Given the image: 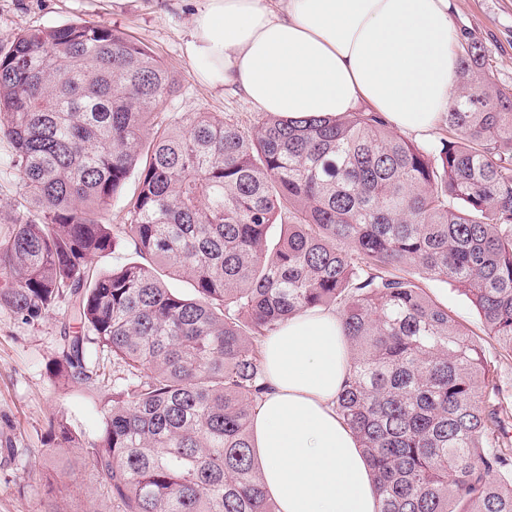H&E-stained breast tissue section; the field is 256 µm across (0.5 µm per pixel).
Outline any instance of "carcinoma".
<instances>
[{"instance_id": "cac0c4a2", "label": "carcinoma", "mask_w": 512, "mask_h": 512, "mask_svg": "<svg viewBox=\"0 0 512 512\" xmlns=\"http://www.w3.org/2000/svg\"><path fill=\"white\" fill-rule=\"evenodd\" d=\"M459 48L448 139L429 147L370 110L159 122L167 68L88 21L0 53V137L39 211L0 235V309L79 323L53 374L112 394L96 437L62 417L48 434L81 450L115 512H276L252 458L261 345L313 309L343 320L336 412L380 512H512L504 390L422 286L461 290L512 358V89L487 77L480 44ZM131 179L126 223L111 226ZM125 238L137 260L91 267Z\"/></svg>"}]
</instances>
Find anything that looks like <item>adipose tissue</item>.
Listing matches in <instances>:
<instances>
[{"mask_svg":"<svg viewBox=\"0 0 512 512\" xmlns=\"http://www.w3.org/2000/svg\"><path fill=\"white\" fill-rule=\"evenodd\" d=\"M448 0H205L187 55L204 82L288 119L367 103L395 129L436 127L456 88ZM271 386L253 457L279 512H379L371 467L334 409L351 355L333 310L293 316L262 343Z\"/></svg>","mask_w":512,"mask_h":512,"instance_id":"1","label":"adipose tissue"}]
</instances>
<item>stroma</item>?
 I'll use <instances>...</instances> for the list:
<instances>
[{
  "mask_svg": "<svg viewBox=\"0 0 512 512\" xmlns=\"http://www.w3.org/2000/svg\"><path fill=\"white\" fill-rule=\"evenodd\" d=\"M202 0H0V52L25 31L72 21H90L118 28L147 47L168 68L178 85L175 96L160 108L162 119L181 120L190 112L252 127L257 106L232 89L201 81L186 54L190 19ZM449 15L460 35L485 49L488 73L497 84L512 88V0H449ZM12 147L0 139V231L11 214L26 210V196L10 160ZM427 292L451 311L484 346L495 377L512 393V359L499 355L484 334L477 310L453 285L429 280ZM67 317L56 313L29 325L0 310V512H45L38 492L44 473L59 485L76 489L73 497L56 500L59 512H112L96 477L78 449L43 454L52 417L67 418L86 437L96 436L107 409L105 395L55 379L51 363L60 345Z\"/></svg>",
  "mask_w": 512,
  "mask_h": 512,
  "instance_id": "1",
  "label": "stroma"
}]
</instances>
